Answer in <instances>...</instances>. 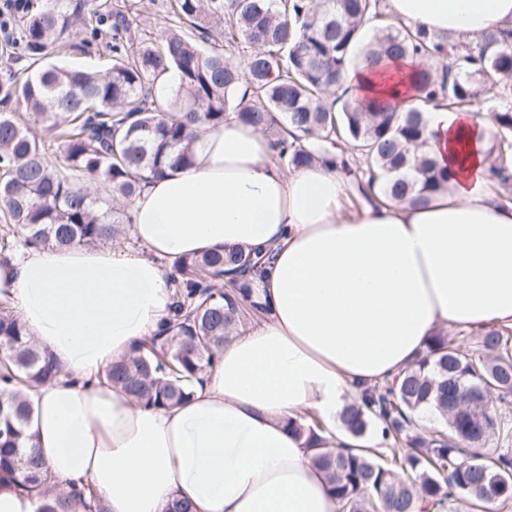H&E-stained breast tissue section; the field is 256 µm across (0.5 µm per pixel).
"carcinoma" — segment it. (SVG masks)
<instances>
[{
    "label": "carcinoma",
    "instance_id": "1",
    "mask_svg": "<svg viewBox=\"0 0 512 512\" xmlns=\"http://www.w3.org/2000/svg\"><path fill=\"white\" fill-rule=\"evenodd\" d=\"M178 26L160 37L132 27L134 4L102 13L92 0H20L9 14L10 61L0 81V254L14 248L97 246L132 224L120 202L169 169L191 164L203 130L224 122L234 89L248 100L238 117L275 141V159L310 166L341 148L359 154L366 197L427 205L450 176L428 150L423 109L397 111L386 101L359 102L342 86L363 62L418 57L412 91L423 104L488 107L493 173L512 178V33L476 46L443 45L422 29L389 18L382 0H167ZM112 29V67L71 68L53 55L73 31L92 44L101 23ZM375 23L369 40L365 24ZM243 49L242 64L232 62ZM179 83L164 89L170 75ZM331 97L326 105L323 100ZM17 101L25 114L6 109ZM58 142L61 168L42 140ZM103 184V195L92 185ZM22 234L16 240V234ZM267 254L232 248L177 262L174 312L139 354L109 365L101 380L144 407L176 405L238 330L248 276ZM226 280L234 292L218 287ZM59 369L26 336L18 316L0 305V484L38 497L37 512H105L88 487H51L36 449L26 446L31 409L24 389ZM459 374L490 386L488 401L512 394V330L494 328L467 350L444 335L399 376L346 406L344 429L365 440L381 431L385 455L371 448H322L315 417L307 423L313 461L325 472L339 512H480L512 499V420L490 405L459 406ZM443 419L449 433L429 435L419 414ZM495 443L497 449L488 445Z\"/></svg>",
    "mask_w": 512,
    "mask_h": 512
}]
</instances>
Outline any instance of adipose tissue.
<instances>
[{"mask_svg":"<svg viewBox=\"0 0 512 512\" xmlns=\"http://www.w3.org/2000/svg\"><path fill=\"white\" fill-rule=\"evenodd\" d=\"M406 25L471 44L512 28V0H386ZM410 63L351 69L358 99L413 106ZM430 152L452 175L430 205L341 208L339 162L284 173L272 140L227 111L191 166L131 205L144 254L74 246L0 260V301L60 367L28 394V430L55 484L90 485L107 512H339L289 419L316 414L325 447L347 402L393 380L438 331L512 327V204L491 191L488 117L425 106ZM271 249L249 281L268 310L225 342L191 397L145 408L99 373L136 354L172 314V262L208 250Z\"/></svg>","mask_w":512,"mask_h":512,"instance_id":"1","label":"adipose tissue"}]
</instances>
